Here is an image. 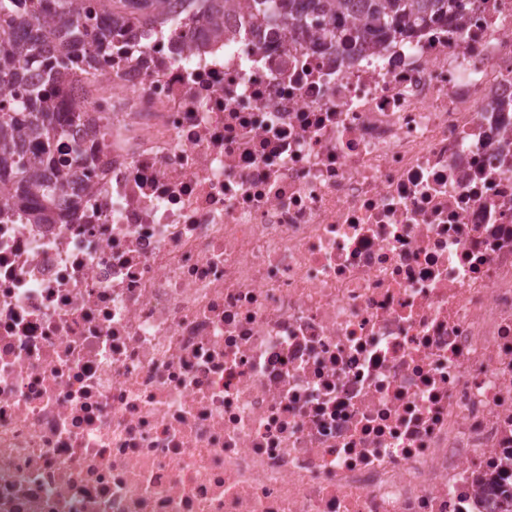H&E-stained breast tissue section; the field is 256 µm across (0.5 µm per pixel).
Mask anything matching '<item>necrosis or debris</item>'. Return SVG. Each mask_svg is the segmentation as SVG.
<instances>
[{
  "label": "necrosis or debris",
  "instance_id": "obj_1",
  "mask_svg": "<svg viewBox=\"0 0 512 512\" xmlns=\"http://www.w3.org/2000/svg\"><path fill=\"white\" fill-rule=\"evenodd\" d=\"M107 20L57 222L0 224V512H512V0ZM460 0H252L254 16L279 20L288 26L320 27L327 18L336 25V36L351 30L355 37L375 44L380 38L404 36L432 15L448 16ZM352 24V28L348 27Z\"/></svg>",
  "mask_w": 512,
  "mask_h": 512
}]
</instances>
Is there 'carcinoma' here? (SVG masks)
<instances>
[{"mask_svg": "<svg viewBox=\"0 0 512 512\" xmlns=\"http://www.w3.org/2000/svg\"><path fill=\"white\" fill-rule=\"evenodd\" d=\"M19 0H0V91L26 80L23 63L29 56L42 57L45 75L19 103L18 112H0V172L17 195L0 204V223L12 224L16 213L25 212L30 224L55 223L54 205L70 183L68 169L58 163L55 148L65 127L96 120L84 111L63 112L54 118L50 102L54 84L72 64L68 43L43 57L55 36L46 22L35 19L19 36L14 11ZM45 15L72 17L82 0H36ZM164 0H97V8L112 16L113 27H123L160 10ZM215 35L224 32V9L230 0H201ZM254 16L289 24L320 27L324 21L336 26V36L351 33L371 44L380 38L404 36L432 15L446 16L459 0H252Z\"/></svg>", "mask_w": 512, "mask_h": 512, "instance_id": "carcinoma-1", "label": "carcinoma"}]
</instances>
